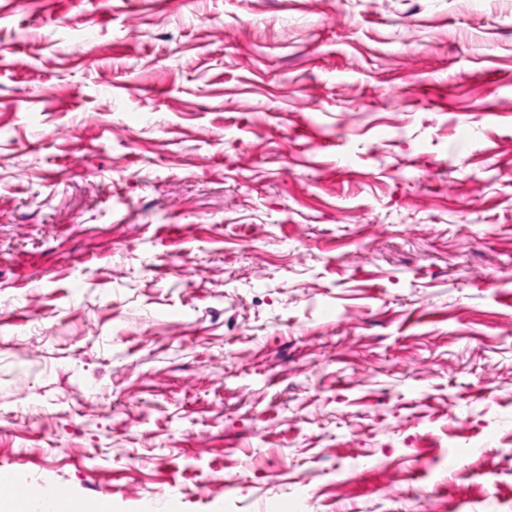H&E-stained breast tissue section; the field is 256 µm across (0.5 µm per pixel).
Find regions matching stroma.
I'll use <instances>...</instances> for the list:
<instances>
[{"label": "stroma", "mask_w": 512, "mask_h": 512, "mask_svg": "<svg viewBox=\"0 0 512 512\" xmlns=\"http://www.w3.org/2000/svg\"><path fill=\"white\" fill-rule=\"evenodd\" d=\"M510 316L512 0H0L18 484L512 512Z\"/></svg>", "instance_id": "1"}]
</instances>
